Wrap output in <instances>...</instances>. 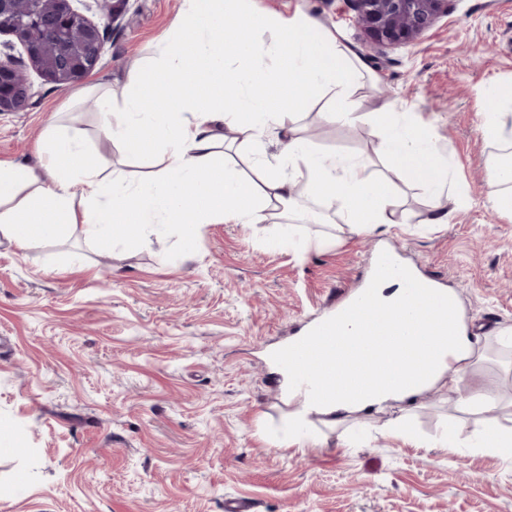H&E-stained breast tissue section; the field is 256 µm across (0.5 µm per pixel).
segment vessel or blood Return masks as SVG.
Segmentation results:
<instances>
[{"label":"vessel or blood","instance_id":"b4317fda","mask_svg":"<svg viewBox=\"0 0 512 512\" xmlns=\"http://www.w3.org/2000/svg\"><path fill=\"white\" fill-rule=\"evenodd\" d=\"M355 318L354 335L343 336L337 318L318 321L306 338L295 344L285 367L296 385L305 392L325 395V383L336 378V363L344 361L352 392H359L369 379L378 376L384 366V353L390 343L410 341L421 349L433 347L440 331V321H428L424 307L393 321L374 308L369 295L346 298Z\"/></svg>","mask_w":512,"mask_h":512}]
</instances>
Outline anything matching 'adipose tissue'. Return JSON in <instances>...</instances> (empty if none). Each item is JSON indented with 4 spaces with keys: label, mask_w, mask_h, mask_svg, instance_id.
<instances>
[{
    "label": "adipose tissue",
    "mask_w": 512,
    "mask_h": 512,
    "mask_svg": "<svg viewBox=\"0 0 512 512\" xmlns=\"http://www.w3.org/2000/svg\"><path fill=\"white\" fill-rule=\"evenodd\" d=\"M252 2L183 0L160 39L156 64L135 70L120 90L94 87L107 138L133 156L161 155L155 175L133 188L107 180L83 140L55 125L45 135L39 165L0 161V237L23 248L58 241L79 226L101 249L132 250L156 223L186 244L205 224H279L298 208L297 170L306 172L305 195L314 203L303 211L305 222L335 218L352 234L400 223L393 179H369L363 161L317 151L289 127L292 114L326 91L337 98L327 119L372 124L405 182L464 200L463 189H449L447 165L421 114L355 112L339 103L365 67L356 50L313 16L262 13ZM268 32L275 40L265 41ZM229 131L242 134V147L251 150L275 131L286 140L275 160L256 158L252 178L228 165ZM334 200L335 214L320 211V204ZM368 287L375 306L395 318L415 295L428 293L411 270L378 276ZM438 345L435 353L405 346L362 396H348L340 384L323 401L290 392L299 405L296 418L313 412L336 420L420 395L442 380L460 392L463 409L497 408L492 396L462 391L461 365L477 355L471 336L449 331Z\"/></svg>",
    "instance_id": "adipose-tissue-1"
}]
</instances>
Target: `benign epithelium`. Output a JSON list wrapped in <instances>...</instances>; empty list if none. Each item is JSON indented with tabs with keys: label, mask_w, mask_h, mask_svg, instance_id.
I'll return each instance as SVG.
<instances>
[{
	"label": "benign epithelium",
	"mask_w": 512,
	"mask_h": 512,
	"mask_svg": "<svg viewBox=\"0 0 512 512\" xmlns=\"http://www.w3.org/2000/svg\"><path fill=\"white\" fill-rule=\"evenodd\" d=\"M0 0V36L13 37L0 51V113L18 112L33 97L27 69L65 90L83 82L105 53L107 28L122 27L129 0ZM355 22L370 48L408 44L448 14V0H353ZM97 10L101 20L87 15ZM20 45L26 58L11 50Z\"/></svg>",
	"instance_id": "benign-epithelium-1"
}]
</instances>
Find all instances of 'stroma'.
<instances>
[{
	"mask_svg": "<svg viewBox=\"0 0 512 512\" xmlns=\"http://www.w3.org/2000/svg\"><path fill=\"white\" fill-rule=\"evenodd\" d=\"M182 0H130L131 25L110 30L87 82L123 83L159 57ZM303 11L359 47L351 0H255ZM358 111L388 106L430 119L448 177L467 192L450 223L438 204L399 183L407 221L352 235L308 224L310 244L278 242L272 225L207 224L183 247L148 229L133 250L99 249L81 230L25 248L0 239V512H512V457L448 448L480 415L437 388L413 403L329 424L310 417L292 443L291 405L272 350L358 290L380 250L425 267L458 294L478 336L466 386L497 398L512 428V220L488 204V164L503 145L483 133L490 89L512 85V0H449L413 43L364 52ZM27 109L0 114V160L37 163L43 130L64 118L105 174L128 185L156 173L155 156L127 155L101 131L82 85L58 89L31 74ZM327 97L293 125L319 151L395 175L366 123L327 121ZM403 417L404 431L391 427Z\"/></svg>",
	"mask_w": 512,
	"mask_h": 512,
	"instance_id": "obj_1",
	"label": "stroma"
}]
</instances>
